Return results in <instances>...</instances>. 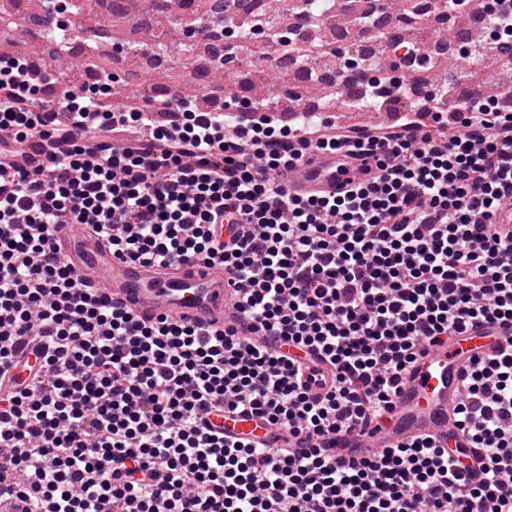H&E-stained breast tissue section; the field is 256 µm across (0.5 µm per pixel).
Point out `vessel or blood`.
<instances>
[{
  "label": "vessel or blood",
  "mask_w": 512,
  "mask_h": 512,
  "mask_svg": "<svg viewBox=\"0 0 512 512\" xmlns=\"http://www.w3.org/2000/svg\"><path fill=\"white\" fill-rule=\"evenodd\" d=\"M366 176L359 161L348 154L306 153L289 171L287 186L295 197L328 196ZM54 239L79 278L104 287L113 304L138 320L148 322L167 316L205 329H230L239 335L248 331L237 310L236 288L222 264L190 263L164 268L132 262L113 255L84 225H59ZM511 344V329L481 326L465 335L445 338L440 345L423 347L377 427L329 435L321 439V447L328 449L332 459H357L374 449L428 435L442 446L470 454V445L454 420L462 372L473 358ZM208 422L225 437L247 439L265 449L310 445L305 436L289 435L287 429L251 415L212 414Z\"/></svg>",
  "instance_id": "vessel-or-blood-1"
}]
</instances>
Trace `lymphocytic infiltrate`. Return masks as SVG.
Segmentation results:
<instances>
[{
  "label": "lymphocytic infiltrate",
  "mask_w": 512,
  "mask_h": 512,
  "mask_svg": "<svg viewBox=\"0 0 512 512\" xmlns=\"http://www.w3.org/2000/svg\"><path fill=\"white\" fill-rule=\"evenodd\" d=\"M117 79L70 86L53 110L41 93L56 74L0 55V376L21 337L43 358L0 394V487L27 512H512V350L463 378L466 465L428 437L336 464L316 446L225 442L205 420L365 428L422 345L512 325V236L489 222L512 203V95L338 134L330 120L275 126L250 99L233 124L188 100L108 111ZM304 149L373 158L377 174L291 196L280 177ZM60 224L121 258L222 263L252 336L133 319L78 279ZM312 363L334 370L315 395Z\"/></svg>",
  "instance_id": "f902f5d3"
}]
</instances>
